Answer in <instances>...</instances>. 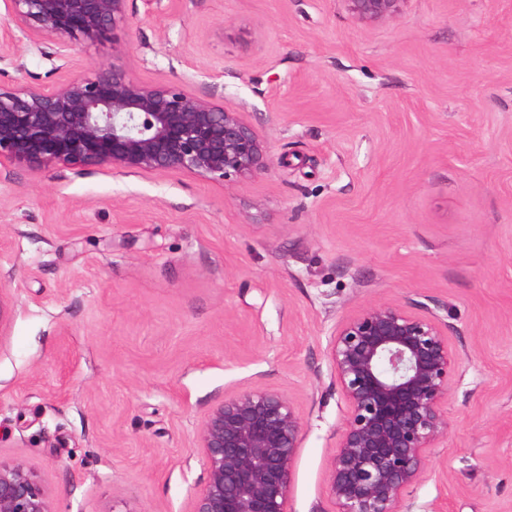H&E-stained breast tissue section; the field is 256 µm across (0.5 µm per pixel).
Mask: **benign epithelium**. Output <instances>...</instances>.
Wrapping results in <instances>:
<instances>
[{
  "label": "benign epithelium",
  "mask_w": 512,
  "mask_h": 512,
  "mask_svg": "<svg viewBox=\"0 0 512 512\" xmlns=\"http://www.w3.org/2000/svg\"><path fill=\"white\" fill-rule=\"evenodd\" d=\"M29 37H51L61 57L112 39L127 43V0H6ZM365 26L395 22L410 0H343ZM42 170L59 164L122 173L188 172L224 185L269 166L270 146L237 110L174 83L147 85L119 65L95 63L52 88L0 86V162ZM329 359L346 415L329 467L334 512H403L427 451L448 438L452 377L446 324L372 303L337 325ZM303 422L291 399L249 388L210 407L196 442L206 478L193 512H289ZM0 512H55L39 475L0 461Z\"/></svg>",
  "instance_id": "7a95c632"
}]
</instances>
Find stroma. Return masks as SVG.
I'll use <instances>...</instances> for the list:
<instances>
[{"label": "stroma", "mask_w": 512, "mask_h": 512, "mask_svg": "<svg viewBox=\"0 0 512 512\" xmlns=\"http://www.w3.org/2000/svg\"><path fill=\"white\" fill-rule=\"evenodd\" d=\"M119 61L245 113L268 168L0 164V460L55 512H191L204 412L246 388L303 422L291 512H331L345 404L336 324L373 302L448 326V438L410 512H512V0H409L364 26L342 0H127ZM0 84L95 62L14 32Z\"/></svg>", "instance_id": "1"}]
</instances>
